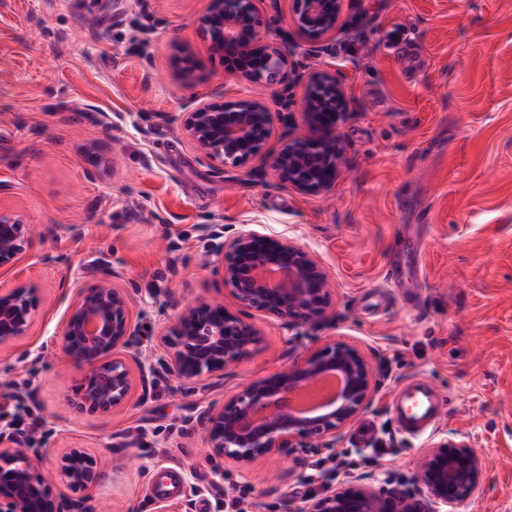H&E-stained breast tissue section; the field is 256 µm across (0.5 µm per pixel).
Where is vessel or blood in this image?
<instances>
[{"label":"vessel or blood","mask_w":512,"mask_h":512,"mask_svg":"<svg viewBox=\"0 0 512 512\" xmlns=\"http://www.w3.org/2000/svg\"><path fill=\"white\" fill-rule=\"evenodd\" d=\"M438 408L435 388L421 379L406 380L390 398L391 413L395 414L402 432L411 435L423 434L432 427Z\"/></svg>","instance_id":"1"}]
</instances>
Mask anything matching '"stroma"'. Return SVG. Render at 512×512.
Returning <instances> with one entry per match:
<instances>
[{"instance_id":"stroma-1","label":"stroma","mask_w":512,"mask_h":512,"mask_svg":"<svg viewBox=\"0 0 512 512\" xmlns=\"http://www.w3.org/2000/svg\"><path fill=\"white\" fill-rule=\"evenodd\" d=\"M0 0V206L22 212L33 246L0 285L32 286L25 335L0 343V448H40L42 472L82 512H300L316 464L329 487L383 475L413 494L420 456L441 436L470 442L479 494L454 512H512V0H344L343 28L311 45L289 0H259L287 76L266 90L305 134L301 79L335 71L347 94L333 185L305 196L259 164L201 157L184 122L204 100L256 88L219 61L195 20L212 0ZM256 229L315 252L332 284L320 322L291 326L247 310L260 334L223 375L171 376L161 352L130 364L126 401L76 407L82 368L59 336L76 292L103 280L133 298L137 336L173 322L185 303L238 304L207 237ZM403 270L385 282L388 264ZM356 344L374 374L370 407L331 449H290L242 466L205 455L210 408L330 341ZM444 396L433 429L403 434L387 407L404 380ZM32 409L39 428L14 432ZM96 458L81 490L58 481L72 449ZM179 494L149 488L167 467Z\"/></svg>"}]
</instances>
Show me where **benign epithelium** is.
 <instances>
[{"label":"benign epithelium","mask_w":512,"mask_h":512,"mask_svg":"<svg viewBox=\"0 0 512 512\" xmlns=\"http://www.w3.org/2000/svg\"><path fill=\"white\" fill-rule=\"evenodd\" d=\"M343 0H291V22L306 42L332 39L342 28ZM196 25L212 52L224 54L234 43L242 55L261 51L267 70L285 71L281 47L265 39L266 22L257 0H212ZM346 91L330 70L307 76L303 92V119L309 134L290 137L276 150L268 143L274 113L259 96L245 95L226 102L202 101L184 124L187 138L207 160L223 166L246 167L260 160L274 178L300 194L317 196L332 183L341 152L335 129L343 121ZM32 246L25 216L0 209V271L17 267ZM224 287L239 307L270 311L289 323L312 324L331 304V282L317 256L284 237L256 230L238 232L229 239L215 238ZM133 299L123 288L102 281L82 288L63 323L65 350L86 367L77 392L81 410L108 412L122 405L129 393L128 356L138 350L133 335ZM37 303L32 287L15 283L0 289V342L23 335L33 320ZM258 339L237 312L218 302L199 300L185 306L176 322L150 338L165 355V365L185 382L212 376L238 361ZM112 355L106 362L101 358ZM335 371L344 386L335 401L316 416H297L283 405L285 396ZM373 372L364 354L352 344L334 340L323 349L268 376L210 410L205 429V452L240 465L279 455L289 460L288 449L306 448L316 439L327 448L336 431L350 424L371 404ZM71 454L61 458L59 475L72 488H85L100 477L94 464L77 471ZM36 448L23 454L0 449V512H69L54 485L40 471ZM479 455L465 440L439 438L424 449L415 481L417 498L395 489L379 491L355 480L307 500L303 512H445L473 497L482 486Z\"/></svg>","instance_id":"7a95c632"}]
</instances>
